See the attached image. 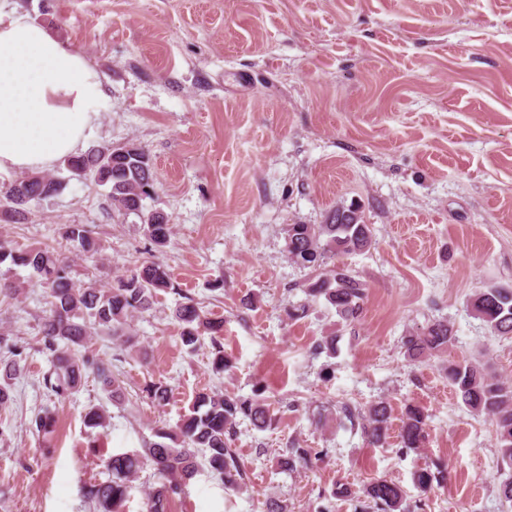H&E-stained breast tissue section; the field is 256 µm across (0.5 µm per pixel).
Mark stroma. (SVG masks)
Segmentation results:
<instances>
[{"label": "stroma", "mask_w": 512, "mask_h": 512, "mask_svg": "<svg viewBox=\"0 0 512 512\" xmlns=\"http://www.w3.org/2000/svg\"><path fill=\"white\" fill-rule=\"evenodd\" d=\"M105 78L107 97L87 149L129 142L149 155L148 208L168 216L166 246L152 245L138 217L114 212L105 187L60 170L58 195L32 204L0 240L61 246L59 229L85 224L98 253L67 249L75 283L111 287L145 260L173 287L130 329L140 349L113 337L93 348L125 387L112 402L86 375L65 402L41 384L50 367L37 339L45 316L40 278L0 268L20 284L0 295V331L25 351L13 400L0 407V512H91L86 486L106 480L103 461L151 439L156 421L176 425L201 392L243 398L268 387L273 423L238 426L242 492L197 476L172 512H355L364 489L388 479L420 512H512L499 494L495 426L469 412L443 361H486L512 382V339L475 317L476 289L512 286V0H6ZM356 206L370 248L327 259L362 282L363 312L343 321L305 290L317 270L288 258V227L321 224ZM223 289H214V281ZM224 322L232 370L216 374L209 345L189 351L173 312L184 298ZM252 307H244V300ZM304 304L305 317L289 308ZM451 327L444 358L408 360L402 339L431 321ZM335 336L336 350H317ZM170 389L164 408L141 397L145 381ZM391 408L387 439L372 447L341 405ZM423 409L428 438L399 453L406 405ZM105 426L86 427L89 406ZM49 409V440L31 418ZM320 452L290 474L275 457L288 443ZM441 462L448 480L424 493L420 468ZM349 498L335 497L338 486Z\"/></svg>", "instance_id": "1"}]
</instances>
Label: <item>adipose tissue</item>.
<instances>
[{"label": "adipose tissue", "mask_w": 512, "mask_h": 512, "mask_svg": "<svg viewBox=\"0 0 512 512\" xmlns=\"http://www.w3.org/2000/svg\"><path fill=\"white\" fill-rule=\"evenodd\" d=\"M103 75L48 29L0 9V172L77 154L100 117Z\"/></svg>", "instance_id": "1"}]
</instances>
